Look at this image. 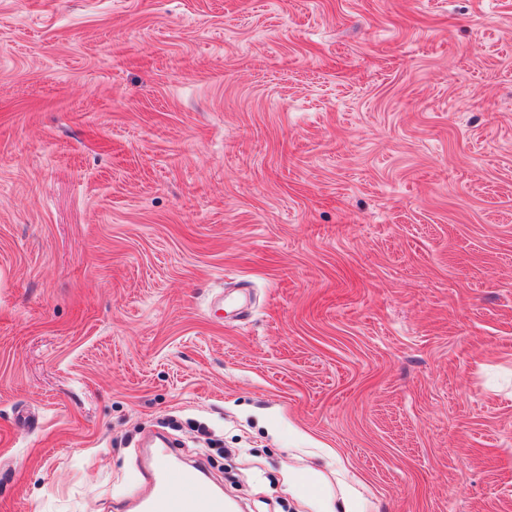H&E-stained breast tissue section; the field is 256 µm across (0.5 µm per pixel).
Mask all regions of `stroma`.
Instances as JSON below:
<instances>
[{
  "instance_id": "35a3bbf8",
  "label": "stroma",
  "mask_w": 512,
  "mask_h": 512,
  "mask_svg": "<svg viewBox=\"0 0 512 512\" xmlns=\"http://www.w3.org/2000/svg\"><path fill=\"white\" fill-rule=\"evenodd\" d=\"M154 434L245 512H512V0H0V512Z\"/></svg>"
}]
</instances>
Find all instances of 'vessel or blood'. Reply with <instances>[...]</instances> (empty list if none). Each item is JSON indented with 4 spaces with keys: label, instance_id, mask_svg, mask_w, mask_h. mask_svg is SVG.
I'll return each instance as SVG.
<instances>
[{
    "label": "vessel or blood",
    "instance_id": "vessel-or-blood-1",
    "mask_svg": "<svg viewBox=\"0 0 512 512\" xmlns=\"http://www.w3.org/2000/svg\"><path fill=\"white\" fill-rule=\"evenodd\" d=\"M147 493L137 501L138 512H230L223 494L200 495L199 476L173 466L163 448L144 452Z\"/></svg>",
    "mask_w": 512,
    "mask_h": 512
}]
</instances>
